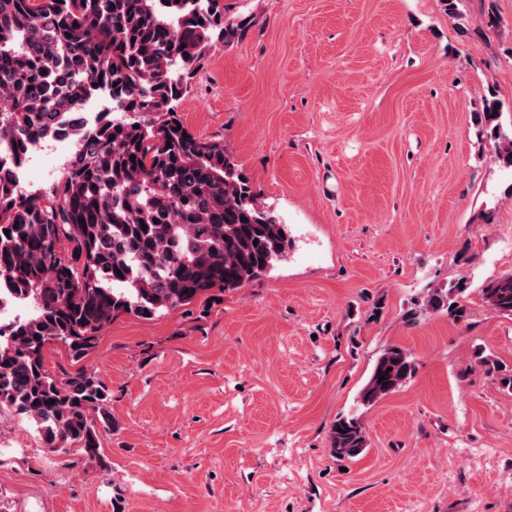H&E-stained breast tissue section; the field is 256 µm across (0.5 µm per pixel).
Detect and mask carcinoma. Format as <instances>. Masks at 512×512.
I'll return each mask as SVG.
<instances>
[{
	"mask_svg": "<svg viewBox=\"0 0 512 512\" xmlns=\"http://www.w3.org/2000/svg\"><path fill=\"white\" fill-rule=\"evenodd\" d=\"M240 35L224 0H0V304L25 314L0 324V406L29 421L54 452L99 457L112 428L110 394L94 371L58 377L45 350L80 360L112 319L149 320L234 290L286 257L285 225L253 193L224 149L177 127L174 108L198 64ZM108 93L111 107L86 126L78 102ZM491 99L480 133L512 168V130ZM74 150L57 182L30 192L10 176L25 151L60 136ZM147 229H142V226ZM463 278L428 295L427 312L464 319ZM488 307L512 316V274L489 281ZM415 371L390 346L361 390L364 406L397 391ZM330 456L368 447L358 416L328 433Z\"/></svg>",
	"mask_w": 512,
	"mask_h": 512,
	"instance_id": "cac0c4a2",
	"label": "carcinoma"
}]
</instances>
